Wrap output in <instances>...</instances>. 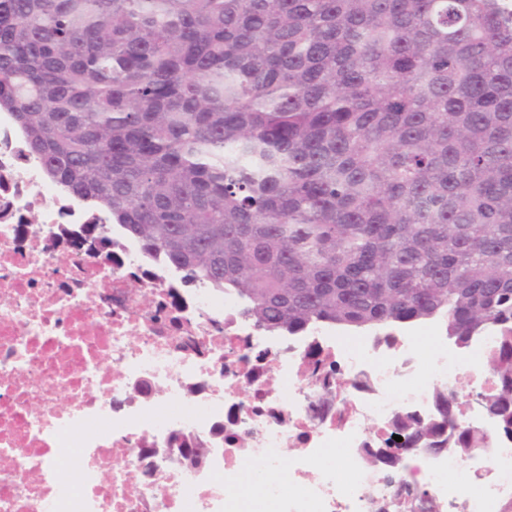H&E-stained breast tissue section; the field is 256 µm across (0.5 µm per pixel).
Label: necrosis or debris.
Wrapping results in <instances>:
<instances>
[{"label": "necrosis or debris", "mask_w": 512, "mask_h": 512, "mask_svg": "<svg viewBox=\"0 0 512 512\" xmlns=\"http://www.w3.org/2000/svg\"><path fill=\"white\" fill-rule=\"evenodd\" d=\"M496 346L259 328L47 180L0 113V512H407L411 487L438 512H512V438L478 410L456 418L474 452L368 461L440 392H493Z\"/></svg>", "instance_id": "obj_1"}]
</instances>
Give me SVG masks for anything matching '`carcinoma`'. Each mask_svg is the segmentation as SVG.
<instances>
[{
  "mask_svg": "<svg viewBox=\"0 0 512 512\" xmlns=\"http://www.w3.org/2000/svg\"><path fill=\"white\" fill-rule=\"evenodd\" d=\"M0 112L46 176L257 326L499 338L512 436V11L501 0H0ZM399 417L398 469L454 425Z\"/></svg>",
  "mask_w": 512,
  "mask_h": 512,
  "instance_id": "1",
  "label": "carcinoma"
}]
</instances>
